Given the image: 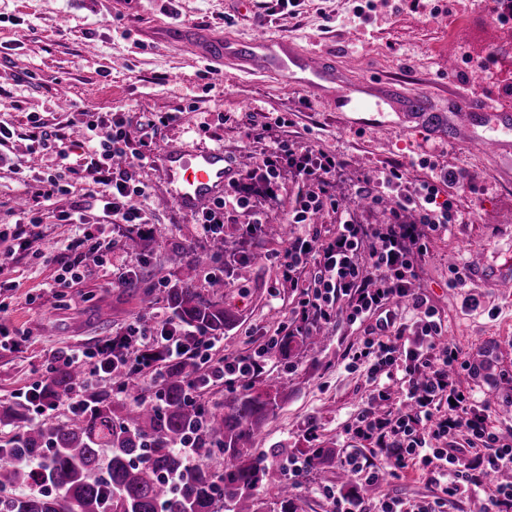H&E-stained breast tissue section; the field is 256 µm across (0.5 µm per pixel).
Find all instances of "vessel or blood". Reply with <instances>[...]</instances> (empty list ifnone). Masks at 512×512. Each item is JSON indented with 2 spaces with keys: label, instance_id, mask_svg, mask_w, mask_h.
<instances>
[{
  "label": "vessel or blood",
  "instance_id": "vessel-or-blood-1",
  "mask_svg": "<svg viewBox=\"0 0 512 512\" xmlns=\"http://www.w3.org/2000/svg\"><path fill=\"white\" fill-rule=\"evenodd\" d=\"M203 47L209 57L237 60L261 73H285L294 60H301L308 73L307 90L316 96L337 100L341 106L355 111L368 109L365 99L356 96L354 88L331 70V58L327 52L302 56L292 42L271 38L261 31L245 42L207 39ZM455 107L463 129L470 132L469 146L473 151L499 155L512 146L507 141L508 135L512 134L511 113L465 98L456 100ZM481 112L494 120L495 133H473L474 117ZM148 165L159 175L168 200L187 214L199 212L212 200L223 196L225 183L237 175L236 167L229 164L228 156L220 146L202 148L189 154L181 147L171 145L152 155Z\"/></svg>",
  "mask_w": 512,
  "mask_h": 512
}]
</instances>
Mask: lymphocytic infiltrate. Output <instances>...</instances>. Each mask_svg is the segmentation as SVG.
<instances>
[{
  "label": "lymphocytic infiltrate",
  "mask_w": 512,
  "mask_h": 512,
  "mask_svg": "<svg viewBox=\"0 0 512 512\" xmlns=\"http://www.w3.org/2000/svg\"><path fill=\"white\" fill-rule=\"evenodd\" d=\"M81 125L85 149L69 161L67 178L50 176L26 187L39 204L69 195L70 177L84 172L104 188L99 198L104 221L68 246L54 279L58 288L83 278L89 266H111L113 232L150 231L146 214L127 200L146 193L140 169L152 151L151 141L131 149L124 121L116 116L89 113ZM287 126V119L278 117L250 127L247 137L256 148L247 165L225 185L223 197L197 217L205 238L212 240L223 237L227 213L242 209L252 216L251 227L238 241L211 257L207 268L211 276H220L226 265L254 258L258 228L269 223L284 183L296 184L281 218L296 233L277 262L299 298L265 349L212 365L214 337H190L158 314L128 324L95 350L73 351L65 364L82 367L81 388L110 381L107 364L126 357L125 341L133 336L140 342L141 369L153 374L197 353L205 367L190 377L195 393L229 376L262 373L278 337L361 323L364 334L347 357L350 367L365 368L374 389L346 430L353 438L374 442L399 470L429 474L438 492L413 505L389 496L368 501L328 485L321 493L333 512H446L449 502L466 492L483 495L485 512H512V485L494 480L501 470H512V441L496 432L489 409H477L474 395L458 386L456 377L468 363L446 340L445 326L419 282L418 266L429 254L431 233L450 232L459 221L453 199L442 197L435 181L410 182L401 164L363 174L348 194L339 195L335 186L347 159L303 145L288 136ZM323 213L333 215L335 233L324 239L306 234L305 226ZM310 269L315 275L309 279L305 273ZM456 439L467 444L470 457L450 448Z\"/></svg>",
  "instance_id": "obj_1"
}]
</instances>
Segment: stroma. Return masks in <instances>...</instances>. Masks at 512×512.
Here are the masks:
<instances>
[{
    "label": "stroma",
    "instance_id": "stroma-1",
    "mask_svg": "<svg viewBox=\"0 0 512 512\" xmlns=\"http://www.w3.org/2000/svg\"><path fill=\"white\" fill-rule=\"evenodd\" d=\"M361 0H300L294 13L267 15L269 0H0V124L25 130L31 118L48 126L77 113L130 116L132 140L150 137L155 149L176 143L189 148L220 145L240 162L251 150L245 132L250 120L287 114L288 133L316 149L348 157L359 169L403 164L411 181L429 178L427 158L439 169L467 170L471 183L452 188L462 217L452 233L433 238L420 279L451 338L470 363L459 385L488 402L503 434L512 433V293L495 288L497 270L512 264V174L507 158L470 151L453 117L454 102L467 96L512 110V21L504 22L505 0H389L368 18L355 15ZM332 23H325V16ZM288 39L299 52L329 50L336 71L348 81L375 85L395 82L430 98L449 123L437 130L393 109L341 112L327 99L309 98L307 89L284 77L243 70L232 61L212 60L197 50L196 34L245 41L258 30ZM487 66L481 81L472 76ZM178 113L166 127L150 128L160 113ZM235 116L238 127L225 125ZM54 152L32 149L15 138L0 151V225L25 223L28 182L60 172ZM148 197H133L155 233L115 237L112 265L91 268L57 295L51 283L71 241L99 222V203L83 211L80 224H61L42 215L34 253L0 256V316L18 349H0V402L7 403L45 377L60 357L92 349L138 318L164 311L159 279L191 276L206 289V270L173 265V249L187 258L206 242L191 215L168 201L157 174L142 170ZM288 243L262 236L256 257L224 273L219 301L236 316L220 336L213 359L253 354L274 336L297 303L276 261ZM138 277L118 281L129 267ZM468 269L462 288L448 285L450 269ZM360 329H328L321 348L299 346L290 356L272 355L262 375L288 382V397L265 422L254 452L275 447L299 453L306 446L331 449L333 463L309 470L299 492L303 512H332L320 492L340 477L338 458L358 452L380 462L371 443L351 438L345 427L367 401L364 370L347 369L346 354ZM509 344H500V337ZM437 488L416 471L385 478L375 493L412 502L432 498Z\"/></svg>",
    "mask_w": 512,
    "mask_h": 512
}]
</instances>
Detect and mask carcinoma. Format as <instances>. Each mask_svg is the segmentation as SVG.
I'll use <instances>...</instances> for the list:
<instances>
[{
  "label": "carcinoma",
  "mask_w": 512,
  "mask_h": 512,
  "mask_svg": "<svg viewBox=\"0 0 512 512\" xmlns=\"http://www.w3.org/2000/svg\"><path fill=\"white\" fill-rule=\"evenodd\" d=\"M212 295L189 277L168 283L170 317L207 335L224 333L234 317L214 295L224 280L209 283ZM318 347L321 336H283L286 355L298 341ZM138 365L122 360L112 367V385L127 392L139 379ZM200 363L170 364L154 378V397L131 401L88 393V409L59 424L47 417L0 437V512H299L297 489L274 475L267 456L250 447L267 418L282 402L288 383L268 380L232 391L221 405L189 395V377ZM82 371L53 368L37 385L35 398L60 401L73 392ZM31 404L0 405V422L19 419ZM199 436L201 462L190 467L179 444ZM309 467L328 463V448L303 451ZM271 485V505L258 489Z\"/></svg>",
  "instance_id": "1"
}]
</instances>
